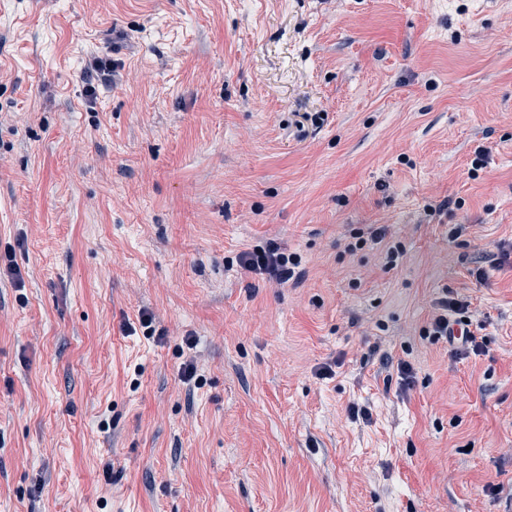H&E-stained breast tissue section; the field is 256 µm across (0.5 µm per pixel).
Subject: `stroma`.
I'll list each match as a JSON object with an SVG mask.
<instances>
[{
  "label": "stroma",
  "mask_w": 512,
  "mask_h": 512,
  "mask_svg": "<svg viewBox=\"0 0 512 512\" xmlns=\"http://www.w3.org/2000/svg\"><path fill=\"white\" fill-rule=\"evenodd\" d=\"M0 264V512H512V0H0ZM363 228L353 229L350 233L351 241L347 244L348 251L361 250L368 244H379L387 236V230L384 226L376 227L374 224L365 225ZM239 265L248 273L261 275L280 285H285L299 276L296 271L299 266L298 257L288 254L276 243L242 252L239 255ZM446 288V296L438 299L436 307L438 312L432 319L428 328L423 330L426 336H433L434 339H447L449 344L457 342L460 345L461 353L477 354L483 348V337L477 331L483 327L478 325L475 330L471 329L472 323L469 316L470 302L460 298L457 293ZM454 316V318H450Z\"/></svg>",
  "instance_id": "1"
}]
</instances>
